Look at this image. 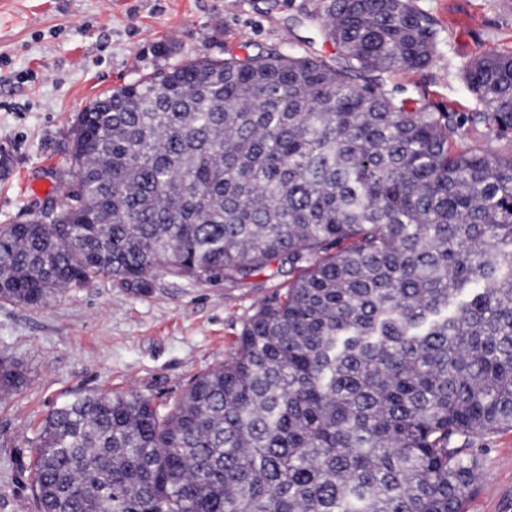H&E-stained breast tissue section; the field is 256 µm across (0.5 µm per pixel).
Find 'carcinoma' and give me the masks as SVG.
I'll use <instances>...</instances> for the list:
<instances>
[{
    "label": "carcinoma",
    "instance_id": "obj_1",
    "mask_svg": "<svg viewBox=\"0 0 512 512\" xmlns=\"http://www.w3.org/2000/svg\"><path fill=\"white\" fill-rule=\"evenodd\" d=\"M338 62L196 58L101 93L71 126L59 219L0 229V300L39 308L158 273L286 291L169 408L78 395L35 438L40 512H464L471 440L512 428V50L473 59L480 112L397 103L429 65L412 0H325ZM27 382L0 359V392ZM478 129L479 131H477L475 128H471L469 131L465 130V135H461V138H455L458 141L462 139L463 142L474 149L490 150L503 156H509L512 154V140L496 139L493 137L487 138L482 135L483 128L478 126Z\"/></svg>",
    "mask_w": 512,
    "mask_h": 512
}]
</instances>
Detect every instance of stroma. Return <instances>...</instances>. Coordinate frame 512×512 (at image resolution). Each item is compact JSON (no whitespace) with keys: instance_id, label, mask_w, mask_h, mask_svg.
I'll return each mask as SVG.
<instances>
[{"instance_id":"1","label":"stroma","mask_w":512,"mask_h":512,"mask_svg":"<svg viewBox=\"0 0 512 512\" xmlns=\"http://www.w3.org/2000/svg\"><path fill=\"white\" fill-rule=\"evenodd\" d=\"M438 31L431 63L388 77L396 100L432 112L478 111L464 80L474 58L512 48V0H412ZM321 0H0V227L53 194L70 128L96 96L157 68L271 48L331 57L310 22ZM163 42L171 52L153 56ZM288 274L209 283L160 273L150 293L101 280L30 309L0 300V358L28 372L0 395V512H39L32 440L61 402L134 392L171 406L200 374L234 355L244 324L284 293ZM482 477L466 512H512V429L474 440Z\"/></svg>"}]
</instances>
